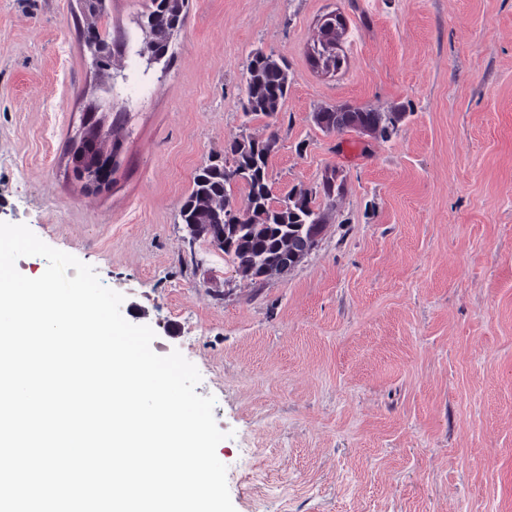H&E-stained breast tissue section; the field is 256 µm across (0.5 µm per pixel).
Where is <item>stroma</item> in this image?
Here are the masks:
<instances>
[{
  "mask_svg": "<svg viewBox=\"0 0 512 512\" xmlns=\"http://www.w3.org/2000/svg\"><path fill=\"white\" fill-rule=\"evenodd\" d=\"M189 0L168 65L138 56L151 0H107L125 45L98 74L80 0H0V221L90 265L217 400L236 512H512V0ZM343 63L315 69L327 14ZM284 57L276 120L245 122L252 52ZM152 83L127 91L131 77ZM122 113L112 185L74 179L89 101ZM406 117L389 141L327 133L317 106ZM276 135L282 199L336 167L329 220L291 271L215 272L182 200L225 140Z\"/></svg>",
  "mask_w": 512,
  "mask_h": 512,
  "instance_id": "1",
  "label": "stroma"
}]
</instances>
